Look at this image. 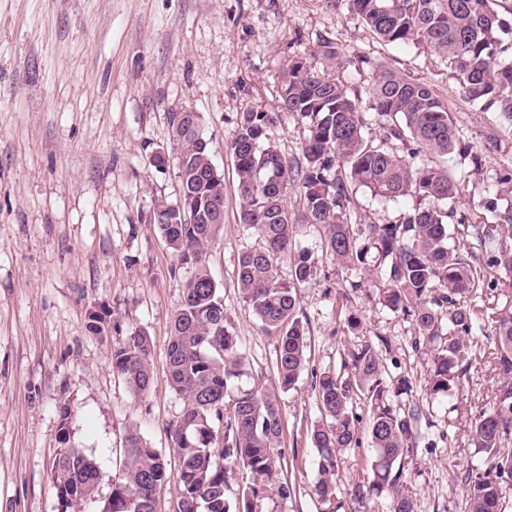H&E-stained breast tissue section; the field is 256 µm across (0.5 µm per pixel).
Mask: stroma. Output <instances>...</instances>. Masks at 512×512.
<instances>
[{"label": "stroma", "mask_w": 512, "mask_h": 512, "mask_svg": "<svg viewBox=\"0 0 512 512\" xmlns=\"http://www.w3.org/2000/svg\"><path fill=\"white\" fill-rule=\"evenodd\" d=\"M326 40L366 59L342 73L356 94L367 95L371 67L383 62L451 105L460 140L482 156L477 170L457 156L449 162L468 187L458 210L491 221L479 203L512 172V127L461 104L446 61L377 40L345 0H0V512H61L51 468L64 431L100 469L99 495L84 512H102L131 428L177 469L169 426L183 400L170 385L166 350L193 270L153 222L157 202L179 198L170 113L200 114L224 173V224L207 263L247 372L278 389L277 341L237 286L239 257L255 238L239 222L227 146L240 113L274 111L271 141L297 153L304 124L277 110L281 67L299 57L326 70ZM159 151L168 156L162 167L151 163ZM296 240L318 272L297 290L311 351L294 388L280 395L281 446L297 496L278 512H335L313 491L316 375L342 370L350 351L381 337L388 378L409 379L418 397L431 360L415 350L410 322L376 304L362 271L325 256L321 226H300ZM96 317L107 323L100 335L88 328ZM139 329L153 342L152 384L140 398L112 370L113 344ZM492 385L488 369H475L456 393L458 414L444 404L430 410L406 473L415 512H465L466 471L481 465L467 446V409ZM370 455L365 438L339 455L340 501L350 502Z\"/></svg>", "instance_id": "1"}]
</instances>
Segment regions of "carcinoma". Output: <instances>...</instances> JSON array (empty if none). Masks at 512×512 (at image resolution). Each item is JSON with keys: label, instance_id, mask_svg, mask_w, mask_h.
Here are the masks:
<instances>
[{"label": "carcinoma", "instance_id": "1", "mask_svg": "<svg viewBox=\"0 0 512 512\" xmlns=\"http://www.w3.org/2000/svg\"><path fill=\"white\" fill-rule=\"evenodd\" d=\"M348 8L380 41L423 47L448 61L459 99L494 112L512 126V9L502 13L493 0H348ZM336 68L354 61L336 43L321 45ZM368 107L338 76L319 72L300 59L283 66L278 109L306 125L301 152L287 157L268 137L275 112H242L228 145L237 176L239 221L259 238L243 251L238 287L264 329L277 337L280 388L295 384L308 363L305 324L297 316L298 287L312 281V255L296 248L297 227L325 229L323 248L338 263L373 276L378 304L410 320L415 343L429 352L425 386L430 401H450L460 380L487 362L497 382L470 418L469 447L487 467L466 473V512H506L512 487V307L499 305L512 289V173L500 177L496 192L481 201L491 224H471L457 215L465 186L448 169L419 164L422 154L467 156L474 169L481 156L460 147L448 105L433 87L382 64L374 67ZM169 113L172 140L184 150L181 183L204 199L224 195L208 177L210 148L199 149L188 128ZM377 132H370V127ZM368 191L378 201L411 198L396 220L350 218L353 195ZM299 209L288 210V196ZM176 206L159 229L184 264L195 267L171 325L166 364L171 387L184 399L170 425L178 461L180 496L172 512H274L296 497L285 474L281 447L284 413L278 395L255 382L234 386L245 375L238 336L224 312L219 284L207 269L208 246L220 224L203 216L189 222ZM472 239L480 250L460 247ZM288 259L291 280L279 275ZM483 302L476 310L474 300ZM494 341L487 351L488 341ZM153 342L143 330L119 339L112 369L141 397L153 377ZM351 373L324 372L314 382L322 419L311 425L318 452L314 494L336 499L337 454L359 446L354 413L358 400L369 408L371 457L367 481L354 497L384 495L388 512H414L402 477L412 457L414 430L423 416L415 403L393 400L410 393L406 378L387 383L380 346L366 342L350 354ZM51 475L63 512H82L98 495V467L61 433ZM240 469L249 480L229 494L227 474ZM170 479L162 454L137 429L125 439L122 469L112 481L103 512H156V500Z\"/></svg>", "mask_w": 512, "mask_h": 512}]
</instances>
